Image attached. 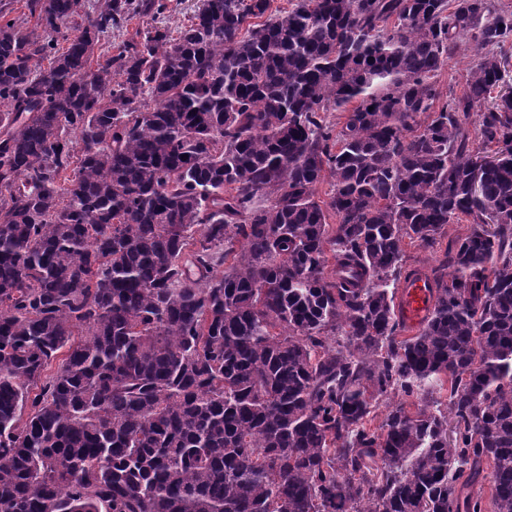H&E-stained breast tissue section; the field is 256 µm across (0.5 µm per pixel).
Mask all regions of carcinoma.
Segmentation results:
<instances>
[{"label": "carcinoma", "mask_w": 512, "mask_h": 512, "mask_svg": "<svg viewBox=\"0 0 512 512\" xmlns=\"http://www.w3.org/2000/svg\"><path fill=\"white\" fill-rule=\"evenodd\" d=\"M24 8L0 6V512H512V10L199 0L174 36L167 0ZM460 216L403 337L405 246ZM474 44L466 37L460 41V49L448 58L437 77L436 86L444 95L448 94V85L459 91L464 86L469 72L478 57Z\"/></svg>", "instance_id": "1"}]
</instances>
